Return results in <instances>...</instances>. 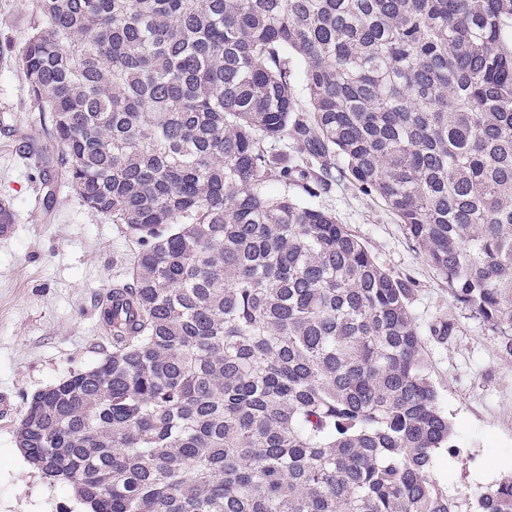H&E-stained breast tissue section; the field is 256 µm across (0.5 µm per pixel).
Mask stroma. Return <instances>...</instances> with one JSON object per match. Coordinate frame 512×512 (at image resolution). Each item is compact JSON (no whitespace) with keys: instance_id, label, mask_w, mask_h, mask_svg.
I'll list each match as a JSON object with an SVG mask.
<instances>
[{"instance_id":"1","label":"stroma","mask_w":512,"mask_h":512,"mask_svg":"<svg viewBox=\"0 0 512 512\" xmlns=\"http://www.w3.org/2000/svg\"><path fill=\"white\" fill-rule=\"evenodd\" d=\"M33 0H0V200L16 223L0 237V512H82L72 488L42 476L16 430L33 395L96 366L111 348L98 301L125 279L138 246L63 188L64 171L34 118L16 58L31 31ZM42 152L40 176L23 168L19 139ZM313 206L347 225L387 272L416 284L409 307L456 454L439 452L433 474L449 496L512 478V349L452 297L402 224L353 183L344 161ZM453 320L450 335H429ZM498 464L487 468L489 457Z\"/></svg>"}]
</instances>
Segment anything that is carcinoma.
<instances>
[{
    "mask_svg": "<svg viewBox=\"0 0 512 512\" xmlns=\"http://www.w3.org/2000/svg\"><path fill=\"white\" fill-rule=\"evenodd\" d=\"M34 9L18 66L67 187L140 250L104 311L112 350L29 402L28 461L91 512H512V480L450 497L432 475L452 428L414 282L263 191L315 198L341 156L512 341V0Z\"/></svg>",
    "mask_w": 512,
    "mask_h": 512,
    "instance_id": "1",
    "label": "carcinoma"
}]
</instances>
